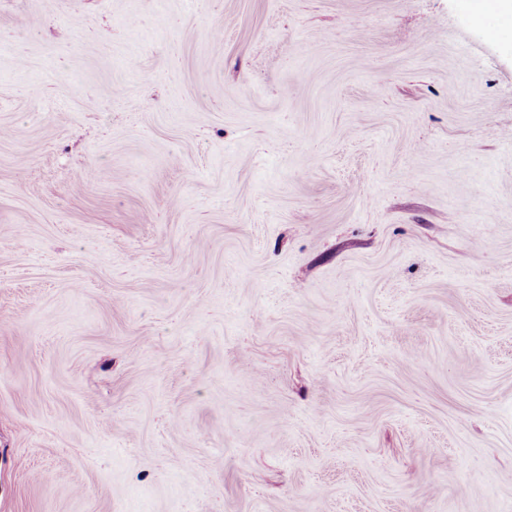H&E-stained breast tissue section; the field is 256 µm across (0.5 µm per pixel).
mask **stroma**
Instances as JSON below:
<instances>
[{
  "label": "stroma",
  "instance_id": "1",
  "mask_svg": "<svg viewBox=\"0 0 512 512\" xmlns=\"http://www.w3.org/2000/svg\"><path fill=\"white\" fill-rule=\"evenodd\" d=\"M0 512H512V27L0 0Z\"/></svg>",
  "mask_w": 512,
  "mask_h": 512
}]
</instances>
